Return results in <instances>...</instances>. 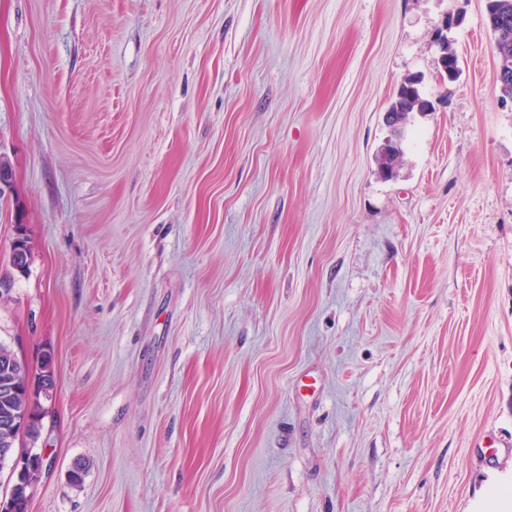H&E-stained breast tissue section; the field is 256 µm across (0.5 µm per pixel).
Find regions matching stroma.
I'll return each mask as SVG.
<instances>
[{"label":"stroma","mask_w":512,"mask_h":512,"mask_svg":"<svg viewBox=\"0 0 512 512\" xmlns=\"http://www.w3.org/2000/svg\"><path fill=\"white\" fill-rule=\"evenodd\" d=\"M486 6L0 0V276L15 225L31 253L0 342L55 373L29 512H512ZM413 76L434 109L386 179Z\"/></svg>","instance_id":"stroma-1"}]
</instances>
